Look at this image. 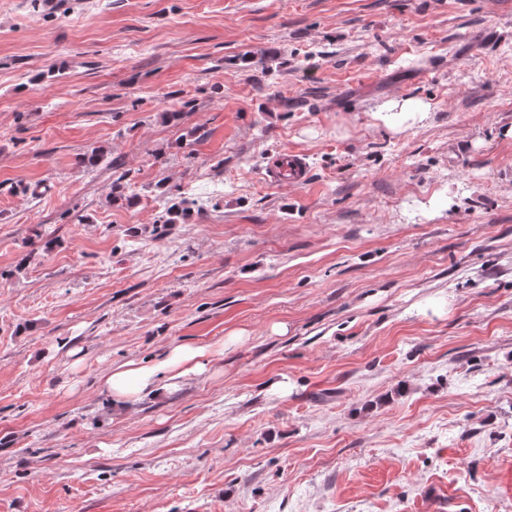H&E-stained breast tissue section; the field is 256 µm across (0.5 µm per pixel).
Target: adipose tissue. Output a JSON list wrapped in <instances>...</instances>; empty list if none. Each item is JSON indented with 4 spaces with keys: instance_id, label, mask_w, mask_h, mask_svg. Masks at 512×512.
Returning <instances> with one entry per match:
<instances>
[{
    "instance_id": "1",
    "label": "adipose tissue",
    "mask_w": 512,
    "mask_h": 512,
    "mask_svg": "<svg viewBox=\"0 0 512 512\" xmlns=\"http://www.w3.org/2000/svg\"><path fill=\"white\" fill-rule=\"evenodd\" d=\"M429 114L428 103L413 97L397 96L376 105L371 111V118L389 130L398 131L424 122ZM221 350L218 344L207 348L178 345L152 363L131 362L112 369L102 384L116 406L157 397L176 388L188 377L207 373L212 355Z\"/></svg>"
}]
</instances>
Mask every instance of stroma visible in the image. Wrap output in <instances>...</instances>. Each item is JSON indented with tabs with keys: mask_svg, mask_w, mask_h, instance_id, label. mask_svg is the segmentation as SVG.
<instances>
[{
	"mask_svg": "<svg viewBox=\"0 0 512 512\" xmlns=\"http://www.w3.org/2000/svg\"><path fill=\"white\" fill-rule=\"evenodd\" d=\"M58 2L0 0V512H512V0ZM370 114L378 124L399 131L424 122L430 114V105L414 97L397 96L376 105ZM307 175L308 167L305 158L296 153H283L266 168V179L271 183L288 180L297 184H304ZM176 191L177 193L160 201L161 211L158 212V223H176L178 219L183 218L190 212L189 205L197 203V200L192 197L193 195L183 191L181 187H178ZM224 343L210 347L178 345L150 364L127 363L109 371L102 380L112 405L125 406L146 397H158L191 376L208 372L211 356Z\"/></svg>",
	"mask_w": 512,
	"mask_h": 512,
	"instance_id": "35a3bbf8",
	"label": "stroma"
}]
</instances>
